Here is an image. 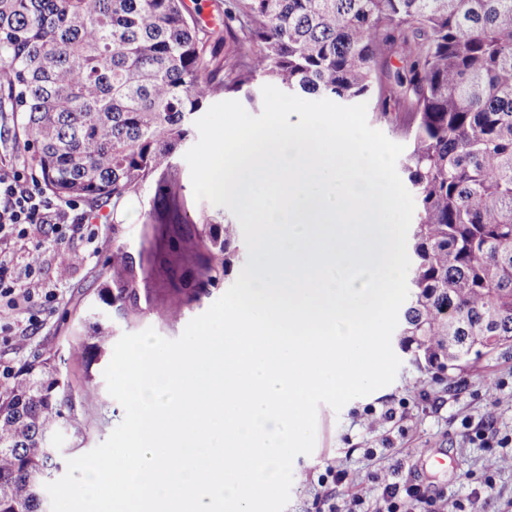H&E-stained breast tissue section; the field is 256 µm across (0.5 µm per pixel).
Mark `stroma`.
Instances as JSON below:
<instances>
[{"instance_id":"stroma-1","label":"stroma","mask_w":512,"mask_h":512,"mask_svg":"<svg viewBox=\"0 0 512 512\" xmlns=\"http://www.w3.org/2000/svg\"><path fill=\"white\" fill-rule=\"evenodd\" d=\"M176 177L174 204L155 202L151 188L117 211L84 200L60 241H52L46 226L33 228L26 241H0L20 270L30 241L50 242L38 274L21 282L33 289L34 301L19 302L17 322L0 332V384L34 356L67 352L74 343L90 341L99 328L116 339L148 327L178 338L229 289L241 263H234L228 280L210 281L201 268L222 257L195 248L204 217L220 218L224 210L195 200L185 158L177 160ZM118 245L127 250L139 290L127 298L123 313L104 314L98 293L112 285L108 263ZM64 262L69 268L62 278L58 270ZM50 289L58 291V300L44 301ZM399 358L390 385L338 412L319 407L315 448L296 458L285 512H315L327 496L335 499L338 512H384L381 491L388 484H416L424 492L420 500L401 501V512H512V447L489 448L465 436L490 412L499 434L512 435V344L440 375L420 368L410 353L400 352ZM108 363L104 356L87 367L66 357L60 365L63 377L96 408L80 446L84 453L124 418L123 407L107 391ZM329 468L342 472V479L319 483Z\"/></svg>"}]
</instances>
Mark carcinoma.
I'll list each match as a JSON object with an SVG mask.
<instances>
[{"label":"carcinoma","instance_id":"1","mask_svg":"<svg viewBox=\"0 0 512 512\" xmlns=\"http://www.w3.org/2000/svg\"><path fill=\"white\" fill-rule=\"evenodd\" d=\"M211 39L184 0H0V115L28 168L61 198L175 197V158L210 98L262 79L369 99L409 142L417 203L399 343L443 373L512 343V0H226ZM197 246L224 255L239 225ZM112 253L119 307L136 292ZM109 337L74 348L90 366ZM56 355L0 386V512H43L51 445L89 410L58 385Z\"/></svg>","mask_w":512,"mask_h":512}]
</instances>
